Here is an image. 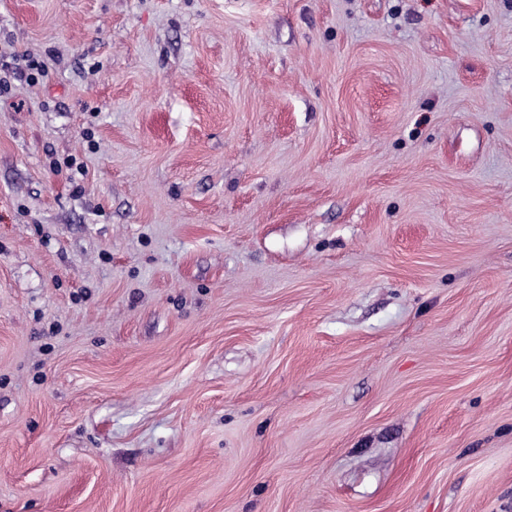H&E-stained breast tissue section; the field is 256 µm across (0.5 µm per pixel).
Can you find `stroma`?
<instances>
[{"label": "stroma", "mask_w": 512, "mask_h": 512, "mask_svg": "<svg viewBox=\"0 0 512 512\" xmlns=\"http://www.w3.org/2000/svg\"><path fill=\"white\" fill-rule=\"evenodd\" d=\"M0 80V512H512V0H0Z\"/></svg>", "instance_id": "1"}]
</instances>
